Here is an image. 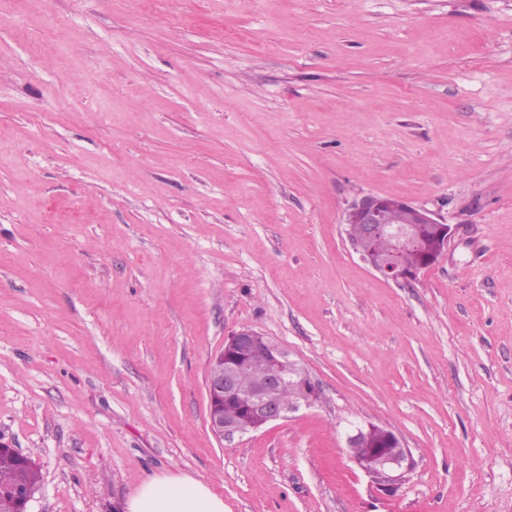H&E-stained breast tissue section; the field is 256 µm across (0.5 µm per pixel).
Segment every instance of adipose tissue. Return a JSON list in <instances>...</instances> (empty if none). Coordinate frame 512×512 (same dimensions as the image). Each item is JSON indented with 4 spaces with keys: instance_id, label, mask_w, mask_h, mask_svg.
Returning a JSON list of instances; mask_svg holds the SVG:
<instances>
[{
    "instance_id": "1",
    "label": "adipose tissue",
    "mask_w": 512,
    "mask_h": 512,
    "mask_svg": "<svg viewBox=\"0 0 512 512\" xmlns=\"http://www.w3.org/2000/svg\"><path fill=\"white\" fill-rule=\"evenodd\" d=\"M127 512H224V501L188 477L145 480L126 503Z\"/></svg>"
}]
</instances>
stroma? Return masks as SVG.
Instances as JSON below:
<instances>
[{
    "instance_id": "35a3bbf8",
    "label": "stroma",
    "mask_w": 512,
    "mask_h": 512,
    "mask_svg": "<svg viewBox=\"0 0 512 512\" xmlns=\"http://www.w3.org/2000/svg\"><path fill=\"white\" fill-rule=\"evenodd\" d=\"M0 0V443L28 512L151 476L225 512H512V0ZM456 225L412 283L348 204ZM255 329L318 392L224 440L206 374ZM397 434L379 489L346 450Z\"/></svg>"
}]
</instances>
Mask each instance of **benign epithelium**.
Listing matches in <instances>:
<instances>
[{"instance_id": "7a95c632", "label": "benign epithelium", "mask_w": 512, "mask_h": 512, "mask_svg": "<svg viewBox=\"0 0 512 512\" xmlns=\"http://www.w3.org/2000/svg\"><path fill=\"white\" fill-rule=\"evenodd\" d=\"M391 210L404 213L402 227H387ZM342 223L351 246L374 271L386 279L404 283L416 280L421 272L433 267L446 252L456 231L454 225L438 219L424 207L378 195L354 200L345 210ZM354 225L358 227L355 233ZM423 225H431L437 231V242L430 249L421 238ZM383 237L392 241L386 254L374 256L365 251L364 244ZM410 247L417 248L421 258L417 266L408 269L401 264L400 254ZM239 347H252L265 360V376L257 386L242 383L244 363L234 355ZM206 387L208 425L220 440L258 431L316 400L315 386L288 351L251 328H243L225 339L224 348L209 362ZM287 387L298 388L301 393L284 397L282 392ZM383 434L389 438L390 447L365 448L357 454L350 448L348 453L375 479L392 485L401 478L397 471L408 466L409 453L394 432L385 430Z\"/></svg>"}]
</instances>
